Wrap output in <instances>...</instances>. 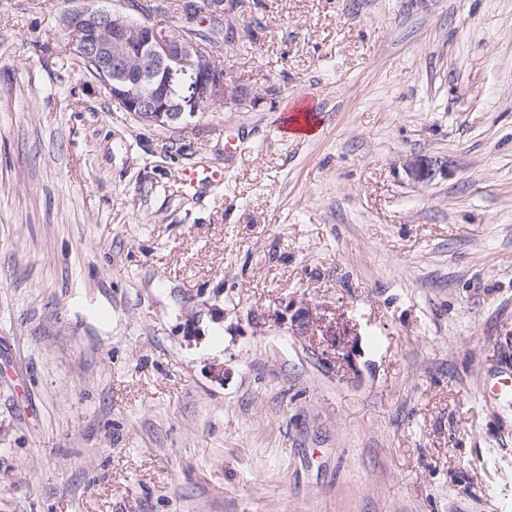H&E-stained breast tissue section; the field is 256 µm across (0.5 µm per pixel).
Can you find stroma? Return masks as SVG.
Masks as SVG:
<instances>
[{
	"label": "stroma",
	"mask_w": 512,
	"mask_h": 512,
	"mask_svg": "<svg viewBox=\"0 0 512 512\" xmlns=\"http://www.w3.org/2000/svg\"><path fill=\"white\" fill-rule=\"evenodd\" d=\"M81 2L0 0V512H512V0H244L185 129ZM83 2L63 14V25L73 48L94 67L120 110L149 125L176 128L188 125L203 105H246L247 89L196 42L172 36L158 22H133L116 9ZM184 78L189 81L187 91L177 94L172 87ZM308 105H293L282 112L278 129L282 134H291L297 138L308 136L304 131L308 126H314L317 121V110L310 106V112H300ZM184 181L190 188H205L224 182V170L216 167L203 166L199 169V164H194L184 169Z\"/></svg>",
	"instance_id": "1"
}]
</instances>
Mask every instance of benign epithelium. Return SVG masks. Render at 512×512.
I'll return each instance as SVG.
<instances>
[{
    "mask_svg": "<svg viewBox=\"0 0 512 512\" xmlns=\"http://www.w3.org/2000/svg\"><path fill=\"white\" fill-rule=\"evenodd\" d=\"M63 25L112 102L146 124L186 126L204 105L239 109L247 103V89L230 70H221L196 42L165 28L133 22L95 0L66 11ZM184 78L187 91L178 94L173 85Z\"/></svg>",
    "mask_w": 512,
    "mask_h": 512,
    "instance_id": "7a95c632",
    "label": "benign epithelium"
}]
</instances>
